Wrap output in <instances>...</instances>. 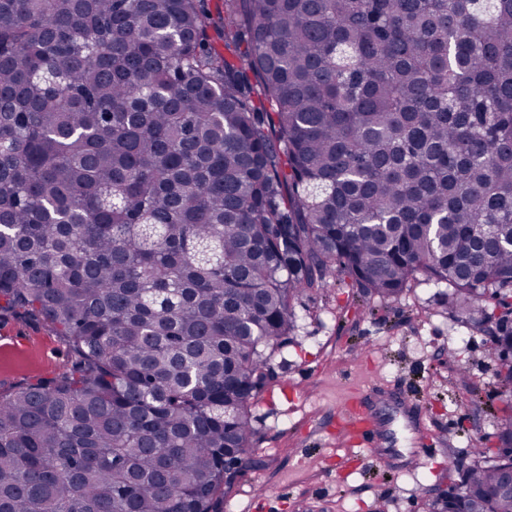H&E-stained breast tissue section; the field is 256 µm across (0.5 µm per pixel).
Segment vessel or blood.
Here are the masks:
<instances>
[{"mask_svg": "<svg viewBox=\"0 0 512 512\" xmlns=\"http://www.w3.org/2000/svg\"><path fill=\"white\" fill-rule=\"evenodd\" d=\"M341 416L347 424L349 438L369 451L384 468L397 453L395 425L398 419H405L415 435L411 456L417 462H425L431 445L429 431L416 422L409 404L398 395L386 392L380 382L366 381L357 386L346 399Z\"/></svg>", "mask_w": 512, "mask_h": 512, "instance_id": "obj_1", "label": "vessel or blood"}]
</instances>
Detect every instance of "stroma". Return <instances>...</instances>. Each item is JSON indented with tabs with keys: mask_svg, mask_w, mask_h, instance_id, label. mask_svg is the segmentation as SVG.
Instances as JSON below:
<instances>
[{
	"mask_svg": "<svg viewBox=\"0 0 512 512\" xmlns=\"http://www.w3.org/2000/svg\"><path fill=\"white\" fill-rule=\"evenodd\" d=\"M295 311L293 341L274 358L277 377L252 406L256 453L223 512H376L381 504L386 512H425L431 489L469 463L470 448L495 442L486 408L502 396L490 324L448 311L438 288L417 281L399 297L368 303L334 287L300 299ZM71 365L65 340L48 324L0 317V391ZM366 376L420 404L434 453L418 468L383 470L337 425L347 383Z\"/></svg>",
	"mask_w": 512,
	"mask_h": 512,
	"instance_id": "obj_1",
	"label": "stroma"
}]
</instances>
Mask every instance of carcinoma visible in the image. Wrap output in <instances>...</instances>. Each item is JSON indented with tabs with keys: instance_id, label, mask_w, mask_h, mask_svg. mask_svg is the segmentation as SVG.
<instances>
[{
	"instance_id": "carcinoma-1",
	"label": "carcinoma",
	"mask_w": 512,
	"mask_h": 512,
	"mask_svg": "<svg viewBox=\"0 0 512 512\" xmlns=\"http://www.w3.org/2000/svg\"><path fill=\"white\" fill-rule=\"evenodd\" d=\"M332 273L512 306V0H0V312L73 355L0 392V512H221ZM496 377L426 512H512Z\"/></svg>"
}]
</instances>
